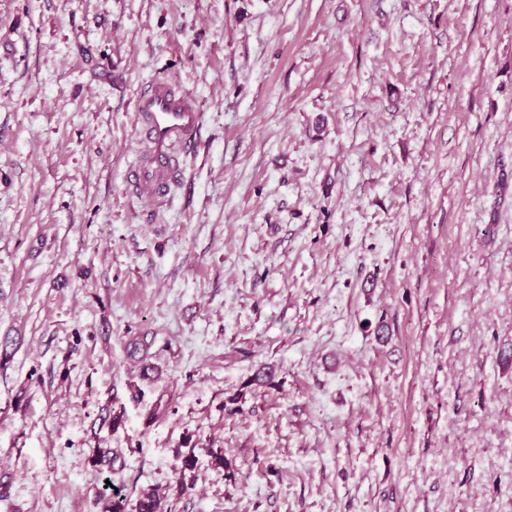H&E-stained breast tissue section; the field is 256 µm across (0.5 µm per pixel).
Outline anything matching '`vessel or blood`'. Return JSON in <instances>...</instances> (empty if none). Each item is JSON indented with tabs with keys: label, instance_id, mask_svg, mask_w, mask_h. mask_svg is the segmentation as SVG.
I'll return each instance as SVG.
<instances>
[{
	"label": "vessel or blood",
	"instance_id": "obj_1",
	"mask_svg": "<svg viewBox=\"0 0 512 512\" xmlns=\"http://www.w3.org/2000/svg\"><path fill=\"white\" fill-rule=\"evenodd\" d=\"M134 110L139 158L127 174V185L141 203L156 206L181 180L202 116L187 93L161 80L140 91Z\"/></svg>",
	"mask_w": 512,
	"mask_h": 512
}]
</instances>
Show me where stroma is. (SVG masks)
<instances>
[{
	"label": "stroma",
	"mask_w": 512,
	"mask_h": 512,
	"mask_svg": "<svg viewBox=\"0 0 512 512\" xmlns=\"http://www.w3.org/2000/svg\"><path fill=\"white\" fill-rule=\"evenodd\" d=\"M4 340L0 512H512V0H0ZM134 112L139 159L127 174V185L141 203L156 206L182 179L202 116L187 93L161 80L151 81L140 91Z\"/></svg>",
	"instance_id": "1"
}]
</instances>
